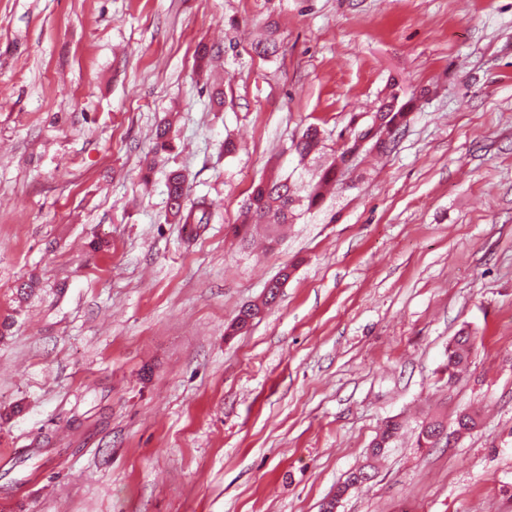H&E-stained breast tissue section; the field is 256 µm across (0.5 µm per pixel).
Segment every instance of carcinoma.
Returning a JSON list of instances; mask_svg holds the SVG:
<instances>
[{"label":"carcinoma","mask_w":512,"mask_h":512,"mask_svg":"<svg viewBox=\"0 0 512 512\" xmlns=\"http://www.w3.org/2000/svg\"><path fill=\"white\" fill-rule=\"evenodd\" d=\"M398 95L393 93L385 101L376 120L378 132L372 135L370 141L373 148L385 152L390 149L393 137L406 121V105H397ZM294 151L305 157L323 148L322 131L316 125L308 126L292 144ZM337 168L331 167L324 171L319 183L307 194L308 207L319 205L323 198L324 188L337 183ZM296 191L294 184L288 179L260 182L255 185L245 203L244 223L265 224L271 233H276L283 224L292 223L295 217ZM166 203L168 211L179 224H193L197 227L210 223L214 203L206 196L189 198V190L185 176L179 171H172L166 179ZM475 343V336L468 329H461L448 344V382L459 380L460 372L470 360ZM480 425V415L476 411L462 410L458 412L447 425L439 419H433L423 425L418 434V446L433 448L440 443L438 436L442 432L462 436L474 431ZM402 429V422L393 417L387 420L372 441L369 457L374 459L382 456L391 447ZM372 474L363 467L348 473L343 483L336 488V500H341L351 489L360 487L370 481Z\"/></svg>","instance_id":"carcinoma-1"}]
</instances>
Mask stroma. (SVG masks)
<instances>
[{
  "label": "stroma",
  "mask_w": 512,
  "mask_h": 512,
  "mask_svg": "<svg viewBox=\"0 0 512 512\" xmlns=\"http://www.w3.org/2000/svg\"><path fill=\"white\" fill-rule=\"evenodd\" d=\"M394 80L413 106L387 153L276 245L232 235L254 183L315 185ZM175 169L215 202L205 229L169 214ZM8 316L0 512H320L392 416L338 512H512V0H0ZM468 408L477 431L418 447ZM322 131L316 125H309L299 137L294 141L292 148L301 157H306L312 152L319 151L323 148ZM279 287L278 285H274L272 288H270L268 294H266L264 300L261 301L260 304H249L244 306L238 313V315L235 317V319L231 322V324L227 327V335L234 336L243 330H246V322L241 325L240 322V315L243 314L244 308L248 306L249 309H255L257 314H261L265 311V309H268L270 306H272L279 295ZM476 336L469 329H461L448 344V382L459 380L460 372L470 360ZM402 427V422L398 418L392 417L387 420L371 443L369 457L374 459L382 456L386 449L391 447L392 442L396 440Z\"/></svg>",
  "instance_id": "stroma-1"
}]
</instances>
